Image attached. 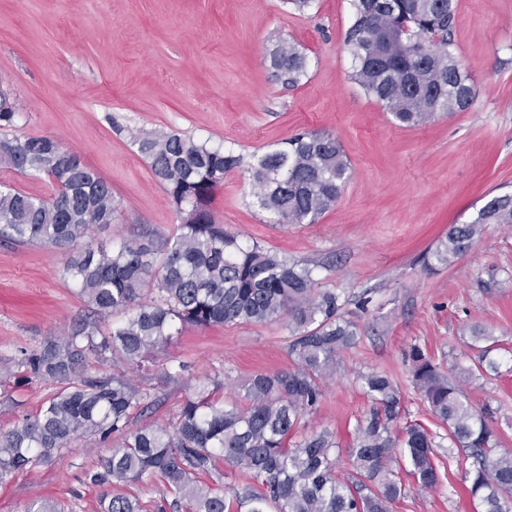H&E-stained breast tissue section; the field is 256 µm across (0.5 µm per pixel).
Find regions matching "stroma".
<instances>
[{
    "label": "stroma",
    "instance_id": "obj_1",
    "mask_svg": "<svg viewBox=\"0 0 512 512\" xmlns=\"http://www.w3.org/2000/svg\"><path fill=\"white\" fill-rule=\"evenodd\" d=\"M350 0H315L303 14L281 0H0V89L17 109L18 137L47 136L78 152L112 186L119 210L93 229L112 248L149 230L172 235L176 207L130 141L164 129L223 144L246 160L224 177L212 210L225 229L313 270L319 289L340 296L357 341L342 351L318 409L301 431H335L340 473L370 402L357 377L387 375L408 419L442 426L411 383L409 353L421 348L443 371L479 353L471 333H492L498 371L460 380L476 409H489L499 446L512 452V225H488L453 264H425L449 225L464 224L492 196L512 191V0H458L453 49L476 96L464 112L401 127L355 84L344 49ZM298 45L309 71L294 88L270 66L278 40ZM332 135L350 179L336 205L313 224H281L260 208L246 169L299 129ZM63 254L46 245L0 242V430L35 414L55 386L24 379L17 360L82 320L107 324L62 274ZM288 326L265 323L181 327L160 355L185 362L178 383L143 379L161 399L135 426L173 419L196 379L223 381L225 404L244 406L252 375L292 368ZM108 445L86 437L51 462L0 483V512L34 504L98 512L111 485L85 473ZM440 482L409 489L395 512H472L461 457L438 451Z\"/></svg>",
    "mask_w": 512,
    "mask_h": 512
}]
</instances>
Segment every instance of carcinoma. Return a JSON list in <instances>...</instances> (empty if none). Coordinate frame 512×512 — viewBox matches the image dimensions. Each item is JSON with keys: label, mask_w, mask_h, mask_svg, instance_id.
<instances>
[{"label": "carcinoma", "mask_w": 512, "mask_h": 512, "mask_svg": "<svg viewBox=\"0 0 512 512\" xmlns=\"http://www.w3.org/2000/svg\"><path fill=\"white\" fill-rule=\"evenodd\" d=\"M354 21L344 46L351 79L381 104L395 123L420 127L441 114L464 112L475 99L473 81L451 50L457 0H350ZM271 67L286 86L306 77L308 61L291 41L278 42ZM156 180L176 205L181 224L157 239L143 234L117 247L84 243L92 226L112 223L119 202L111 185L75 152L41 136L0 138V168L43 175L55 184L48 199L0 183V239L47 245L65 253L63 273L95 313L119 315L106 329L86 321L66 336L25 353L18 366L32 380L57 384L33 415L0 431V482L46 463L79 437L121 443L86 473L94 485L155 481L187 502L190 512H229L224 489L204 481L224 461L252 473L258 489L236 497L246 512H394L407 483H439L435 449L448 439L461 451L464 479L482 512H512V453L499 452L498 435L463 398L456 380L420 348L411 349L414 388L440 421L439 436L420 423L402 422L398 386L386 375L359 376L371 407L350 449L353 471H336V434L314 431L290 442L323 396L321 380L337 355L356 343L354 324L341 315L336 292L316 290L313 270L254 243L239 242L211 208L224 174L242 166L231 150L175 132L132 135ZM260 206L282 224H314L340 199L349 165L329 134L302 130L250 165ZM489 224H512V193L492 197L466 224H452L432 257L449 265L466 253ZM288 317V355L295 367L258 373L245 385L249 406L228 408L221 382L195 386L170 425L132 428L157 404L150 392L122 374L88 371V360L120 358L143 368L173 338L175 322L199 328L262 323ZM485 347L471 378L498 370ZM188 366L168 358L161 377L179 382ZM101 512H147L136 496L100 501Z\"/></svg>", "instance_id": "obj_1"}]
</instances>
